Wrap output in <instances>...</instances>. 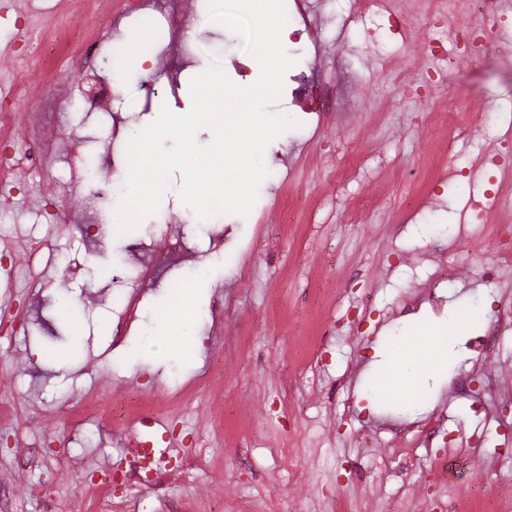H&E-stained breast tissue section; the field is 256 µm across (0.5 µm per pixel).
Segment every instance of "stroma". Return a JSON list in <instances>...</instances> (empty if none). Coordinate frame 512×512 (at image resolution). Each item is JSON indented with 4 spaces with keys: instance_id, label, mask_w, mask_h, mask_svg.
Returning <instances> with one entry per match:
<instances>
[{
    "instance_id": "1",
    "label": "stroma",
    "mask_w": 512,
    "mask_h": 512,
    "mask_svg": "<svg viewBox=\"0 0 512 512\" xmlns=\"http://www.w3.org/2000/svg\"><path fill=\"white\" fill-rule=\"evenodd\" d=\"M66 2L0 0V97L15 109L0 152L39 154L34 116L62 117L43 170L22 163L1 184L0 320L16 328L0 341V403L15 408L0 417V501L94 512L103 468H124L137 438L170 449L168 475L125 485L118 512H475L467 486L512 476V321L497 313L512 299V0L490 20L457 0L396 33L353 0H305L312 35L286 49L333 105L304 112L283 94L301 126L268 146L249 216L197 222L175 172L158 213L122 235L101 227L128 132L157 106L189 111L212 62L245 85L253 58L207 0H180L171 25L191 49L154 45L115 71L113 44L145 27L112 0L79 19L95 62L62 46L45 71L22 70L31 33ZM99 79L107 106L86 111ZM185 282L192 319L168 341ZM475 303L480 320L442 369L420 370V390L368 401L395 338ZM111 394L136 402L123 423ZM78 401L95 411L80 425L62 411ZM451 451L469 464L456 487L438 470Z\"/></svg>"
}]
</instances>
